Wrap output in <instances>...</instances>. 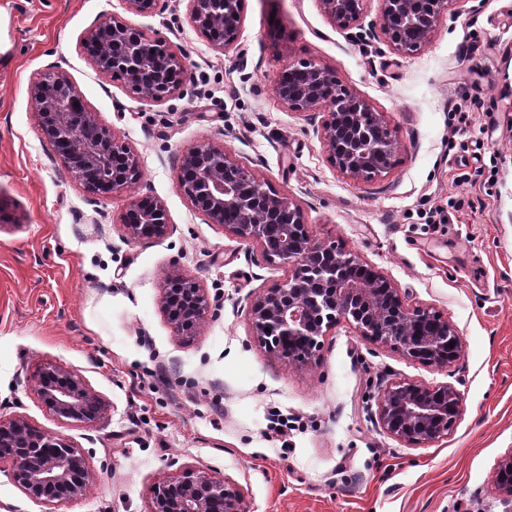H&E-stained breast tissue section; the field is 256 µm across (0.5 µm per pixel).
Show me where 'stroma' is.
Here are the masks:
<instances>
[{
    "label": "stroma",
    "mask_w": 512,
    "mask_h": 512,
    "mask_svg": "<svg viewBox=\"0 0 512 512\" xmlns=\"http://www.w3.org/2000/svg\"><path fill=\"white\" fill-rule=\"evenodd\" d=\"M0 6V417L66 439L92 475L82 497L41 503L2 459L6 512H149L154 484L190 466L241 490L248 512H507L493 475L512 454V0H456L429 43L403 56L384 37L334 27L319 0H242L238 45L224 53L191 23L187 0L153 15L125 0ZM104 14L181 52L184 90L151 101L99 72L81 38ZM304 59L335 69L395 129L386 174L342 175L316 134L324 113L279 102L277 80ZM53 66L139 155L173 232L126 240L128 196L93 203L72 179L31 104L33 81ZM464 101L473 120L451 132L449 107ZM204 142L293 199L316 243L356 253L406 305L447 315L460 359L425 366L343 323L316 364L266 349L249 304L291 269L265 263L178 191L183 151ZM459 171L471 182L453 183ZM432 207L444 223H426ZM175 271L212 309L183 335L160 306ZM55 365L101 397L103 419L63 421L36 397L37 372ZM399 380L462 393L447 438L411 448L380 428L377 403ZM275 413L294 429L270 435Z\"/></svg>",
    "instance_id": "obj_1"
}]
</instances>
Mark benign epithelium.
<instances>
[{"mask_svg":"<svg viewBox=\"0 0 512 512\" xmlns=\"http://www.w3.org/2000/svg\"><path fill=\"white\" fill-rule=\"evenodd\" d=\"M329 20L342 29L361 28L365 0H320ZM453 0H380L369 32H380L391 50L408 54L426 45ZM188 15L213 49L225 52L239 38L242 18L237 0H188ZM410 23L418 38L404 43L398 29ZM94 46L96 68L122 77L141 97L161 101L183 89L187 73L163 37L147 38L132 31L115 15L103 14L83 37ZM294 67L305 80L280 79L277 96L290 112L327 111L317 131L336 169L354 179H372L387 172L397 140L369 104L340 84L336 70L315 59ZM31 103L39 128L55 144L57 154L92 199L133 195L121 216L128 240L158 239L173 230L164 201L139 194L142 167L138 155L117 144L113 132L97 123L70 80L55 66L42 73L31 88ZM177 189L212 224L259 245L268 264L293 265V274L256 296L250 303L254 336L270 351L298 364L310 363L321 339L340 323L362 339L389 345L421 364L449 367L461 356L454 324L429 307L405 305L380 272L357 254L334 245L315 243L300 207L272 190L253 170L225 150L201 144L182 157ZM238 223H224L228 212ZM269 224L285 225L274 250L266 245ZM162 307L178 333L195 329L211 305L197 282L181 274L170 276L163 288ZM454 346H449V343ZM37 397L62 420L104 418L106 404L74 371L62 367L41 370ZM463 411L460 392L450 384L435 388L398 381L384 389L377 404V421L396 440L420 447L447 437ZM0 459L12 464V480L31 499L44 503L79 498L89 489L91 474L83 452L44 433L21 418L0 419ZM493 484L512 503V454L495 469ZM149 512H246L243 493L194 467L154 486Z\"/></svg>","mask_w":512,"mask_h":512,"instance_id":"1","label":"benign epithelium"}]
</instances>
